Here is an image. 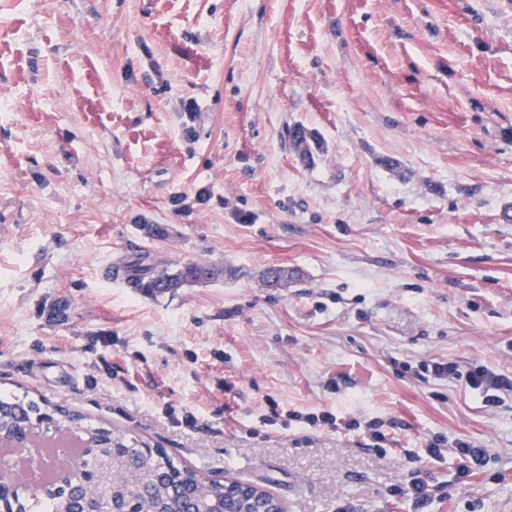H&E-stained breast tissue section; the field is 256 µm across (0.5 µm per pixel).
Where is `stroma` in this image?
<instances>
[{
	"instance_id": "obj_1",
	"label": "stroma",
	"mask_w": 512,
	"mask_h": 512,
	"mask_svg": "<svg viewBox=\"0 0 512 512\" xmlns=\"http://www.w3.org/2000/svg\"><path fill=\"white\" fill-rule=\"evenodd\" d=\"M1 103L0 393L286 512H408L400 449L468 440L490 460L433 512H512V399L414 371L512 374V0H0ZM145 254L225 273L108 276ZM293 145L299 155L300 160L307 164L312 159V152L310 149L309 141H312L315 150L320 148L317 137L306 127H297L291 133ZM149 258L145 255L142 262L123 266L128 282L133 288L150 296L173 294L190 284L209 283L224 275V267L209 262L195 261L185 263L176 270L159 268L158 264H143ZM281 414H275L273 418L266 415L260 417V422L263 425L275 426L280 421L282 427H288L291 422L306 423L313 427H327L329 429H336L337 417L336 414L329 410H322L318 413H311L301 415L298 412L288 411L281 419ZM384 422L381 421H368L363 425L357 420H350L348 426L361 430V434L366 437L371 443L366 444L367 447L372 448L381 457H385L389 450L393 448H385V444L389 442L386 433L382 429Z\"/></svg>"
}]
</instances>
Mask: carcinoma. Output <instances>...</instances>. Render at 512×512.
Returning <instances> with one entry per match:
<instances>
[{
    "label": "carcinoma",
    "instance_id": "carcinoma-1",
    "mask_svg": "<svg viewBox=\"0 0 512 512\" xmlns=\"http://www.w3.org/2000/svg\"><path fill=\"white\" fill-rule=\"evenodd\" d=\"M300 160L312 159L317 137L301 126L291 133ZM132 287L150 296L173 294L190 284L209 283L224 275V267L188 262L176 270L137 261L124 267ZM67 422L84 442L81 457L58 463L49 486L27 498L5 502L7 512H224V482L201 479L198 471L181 465L166 449L157 448L147 461L137 440L104 423L86 421L79 412L43 407L28 396H0V442L41 433Z\"/></svg>",
    "mask_w": 512,
    "mask_h": 512
}]
</instances>
